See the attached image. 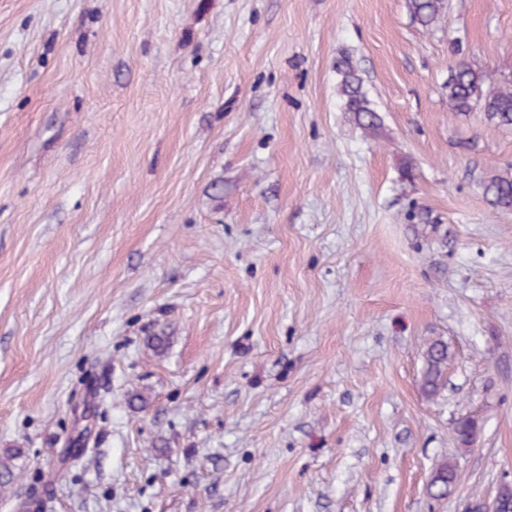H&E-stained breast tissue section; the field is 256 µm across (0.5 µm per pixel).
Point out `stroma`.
<instances>
[{
  "mask_svg": "<svg viewBox=\"0 0 512 512\" xmlns=\"http://www.w3.org/2000/svg\"><path fill=\"white\" fill-rule=\"evenodd\" d=\"M450 4L426 31L406 0H0V512L512 485V213L482 189L512 130L444 91L460 58L512 72V0ZM344 52L378 137L340 109ZM447 364L448 347L441 343L432 344L427 352L426 369L422 379V390L428 397L439 391ZM458 479L457 465L450 461L444 460L438 465L433 472V476L429 483V494L434 498H442L448 494L450 487Z\"/></svg>",
  "mask_w": 512,
  "mask_h": 512,
  "instance_id": "1",
  "label": "stroma"
}]
</instances>
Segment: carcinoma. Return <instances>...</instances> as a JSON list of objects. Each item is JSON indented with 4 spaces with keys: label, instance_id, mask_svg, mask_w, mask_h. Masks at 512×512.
<instances>
[{
    "label": "carcinoma",
    "instance_id": "obj_1",
    "mask_svg": "<svg viewBox=\"0 0 512 512\" xmlns=\"http://www.w3.org/2000/svg\"><path fill=\"white\" fill-rule=\"evenodd\" d=\"M408 9L414 23L433 30L448 22L449 0H408ZM336 92L342 109L353 115L355 124L367 135L376 137L381 129V117L363 88L353 59L342 55L336 59ZM448 105L455 112H481L485 119L502 128H512V77L505 76L493 82L488 74L470 61L460 60L451 68L445 85ZM483 194L496 211L512 212V166L491 175L482 183ZM448 364V347L432 344L427 352L426 369L422 379L423 392L431 397L441 386L442 375ZM476 422L471 418L458 420L456 435L466 447L473 439ZM458 479L457 465L446 459L433 472L429 494L442 498Z\"/></svg>",
    "mask_w": 512,
    "mask_h": 512
}]
</instances>
